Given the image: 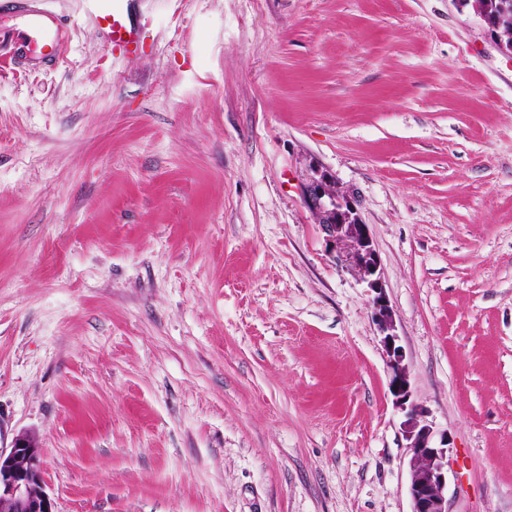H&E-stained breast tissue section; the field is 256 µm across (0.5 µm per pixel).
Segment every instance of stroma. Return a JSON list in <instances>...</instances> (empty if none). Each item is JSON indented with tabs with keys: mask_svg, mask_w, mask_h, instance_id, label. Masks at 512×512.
Returning <instances> with one entry per match:
<instances>
[{
	"mask_svg": "<svg viewBox=\"0 0 512 512\" xmlns=\"http://www.w3.org/2000/svg\"><path fill=\"white\" fill-rule=\"evenodd\" d=\"M0 77V446L56 512H411L354 194L448 512H512V55L458 0H90ZM125 1L96 0L95 21L113 48L133 54L138 49L139 29L132 23Z\"/></svg>",
	"mask_w": 512,
	"mask_h": 512,
	"instance_id": "obj_1",
	"label": "stroma"
}]
</instances>
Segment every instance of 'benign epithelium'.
<instances>
[{"label":"benign epithelium","instance_id":"benign-epithelium-1","mask_svg":"<svg viewBox=\"0 0 512 512\" xmlns=\"http://www.w3.org/2000/svg\"><path fill=\"white\" fill-rule=\"evenodd\" d=\"M301 194L327 237L344 245L349 265L375 293L373 319L387 354L389 389L395 407L403 413L409 441L411 512H448V434L436 433L426 423L424 409L412 400L409 368L382 288L378 256L355 199L337 192L334 180L325 174L305 184ZM42 457L38 437L28 432L14 436L10 447L0 448V512H56L45 490Z\"/></svg>","mask_w":512,"mask_h":512}]
</instances>
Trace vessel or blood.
Wrapping results in <instances>:
<instances>
[{
    "instance_id": "1",
    "label": "vessel or blood",
    "mask_w": 512,
    "mask_h": 512,
    "mask_svg": "<svg viewBox=\"0 0 512 512\" xmlns=\"http://www.w3.org/2000/svg\"><path fill=\"white\" fill-rule=\"evenodd\" d=\"M95 21L113 48L136 53L139 30L132 23L125 0H96ZM25 16L23 28L0 31V76L29 61L61 66L67 61V39L62 23H48L36 0H0V11Z\"/></svg>"
}]
</instances>
